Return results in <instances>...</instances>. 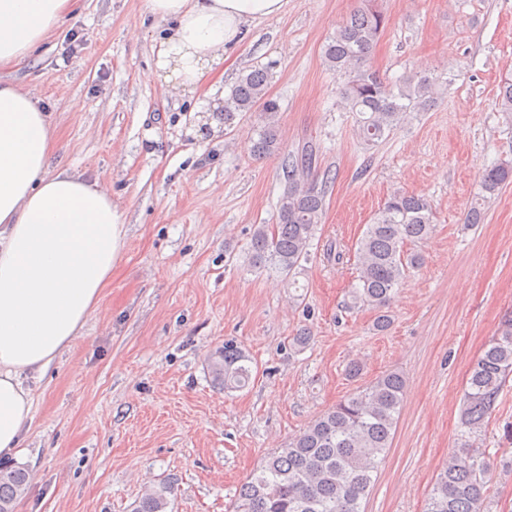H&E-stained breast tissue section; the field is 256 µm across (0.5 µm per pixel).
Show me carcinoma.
<instances>
[{
  "instance_id": "cac0c4a2",
  "label": "carcinoma",
  "mask_w": 512,
  "mask_h": 512,
  "mask_svg": "<svg viewBox=\"0 0 512 512\" xmlns=\"http://www.w3.org/2000/svg\"><path fill=\"white\" fill-rule=\"evenodd\" d=\"M384 27L373 0H360L322 47L326 66L344 77L342 100L357 115L360 140L374 147L400 125L409 112H421L440 92L436 80L411 76L392 87L369 65ZM266 68L243 75L224 102V124L238 112L260 113L250 151L261 159L281 157L283 173L277 203V223L257 224L245 256L256 270H271L295 278L309 260L310 248L326 205V187L308 180L316 149L307 145L296 154L281 151L277 113L280 106L269 94ZM500 111L512 116V78L503 81ZM512 185V161H499L482 173V191L494 196ZM429 200L402 190L391 193L356 243L357 283L353 304L377 312L374 328L386 331L392 296L410 272L419 268L422 253L407 248L433 232ZM249 357L233 340L207 358L213 380L228 391L245 387L251 378ZM512 380V318L498 329L469 371L460 405V428L467 438L482 436ZM403 376L390 371L326 411L306 429L268 454L240 485L233 512H362L374 485V474L391 446L404 399ZM28 473L0 467V512H14ZM489 476L484 463L462 449L448 457L428 493L424 512H489ZM174 491L172 479L147 487L130 512H168Z\"/></svg>"
}]
</instances>
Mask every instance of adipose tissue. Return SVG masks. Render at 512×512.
<instances>
[{"instance_id": "ef3b65f1", "label": "adipose tissue", "mask_w": 512, "mask_h": 512, "mask_svg": "<svg viewBox=\"0 0 512 512\" xmlns=\"http://www.w3.org/2000/svg\"><path fill=\"white\" fill-rule=\"evenodd\" d=\"M78 0H0V71L56 31ZM176 27L157 56L165 79L199 87L250 25L285 0H146ZM48 115L28 89L0 79V455L19 451L32 421L25 374L45 372L79 335L112 278L126 224L109 191L83 174L49 172Z\"/></svg>"}]
</instances>
